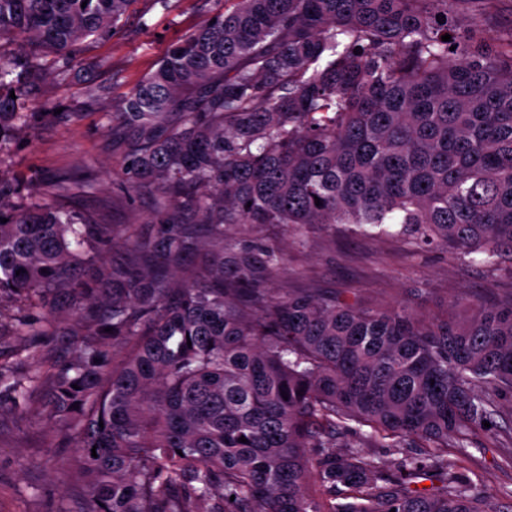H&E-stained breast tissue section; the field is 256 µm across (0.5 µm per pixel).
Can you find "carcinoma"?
Returning <instances> with one entry per match:
<instances>
[{"instance_id":"obj_1","label":"carcinoma","mask_w":512,"mask_h":512,"mask_svg":"<svg viewBox=\"0 0 512 512\" xmlns=\"http://www.w3.org/2000/svg\"><path fill=\"white\" fill-rule=\"evenodd\" d=\"M133 2L0 0V34L65 67ZM497 2L224 0L112 105L126 146L116 185L150 190L152 239L56 203L19 208L0 180V299L41 310L16 334L45 336L67 311L83 324L69 364L0 361V407L36 405L73 437L81 512L512 501L459 472L487 441L512 449V426L496 422L512 399V292L453 301L437 320L280 293L283 255L249 235L281 224L303 245L309 225L344 224L398 235L412 254L512 261V27L493 40L483 28ZM45 77L0 57V142L28 123L21 101ZM116 240L127 249L108 261ZM365 443L401 454L397 468ZM423 472L440 482L432 493L411 487Z\"/></svg>"}]
</instances>
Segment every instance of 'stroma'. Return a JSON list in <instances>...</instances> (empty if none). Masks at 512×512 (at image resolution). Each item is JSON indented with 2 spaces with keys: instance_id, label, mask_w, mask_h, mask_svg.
<instances>
[{
  "instance_id": "35a3bbf8",
  "label": "stroma",
  "mask_w": 512,
  "mask_h": 512,
  "mask_svg": "<svg viewBox=\"0 0 512 512\" xmlns=\"http://www.w3.org/2000/svg\"><path fill=\"white\" fill-rule=\"evenodd\" d=\"M212 0H171L170 11L137 0L128 19L101 39H87L82 59L65 81H40L30 101L28 128L15 131L0 144V179L21 188L23 206L35 207L51 198L56 178L93 174L85 193L62 198V205L95 215L107 224H139L156 231L151 199L136 201L112 190L125 146L112 134L106 114L164 55L168 47L205 20ZM109 87L110 95L88 99V85ZM54 111L51 119L43 111ZM255 236L285 255V269L274 281L277 289L322 288L378 310L408 304L425 317L444 314L452 300L469 305L493 302L499 290L512 288V265L486 266L470 257L452 256L432 248L410 257L394 235L356 236L344 225H312L307 245H300L279 226L256 228ZM0 358L15 362L37 357L40 362L71 361V336L59 332L29 344L4 325ZM75 454L72 441L39 415L22 419L0 412V512H78L83 491L67 466ZM465 476L492 487L512 488V461L503 449L487 446L461 464Z\"/></svg>"
}]
</instances>
